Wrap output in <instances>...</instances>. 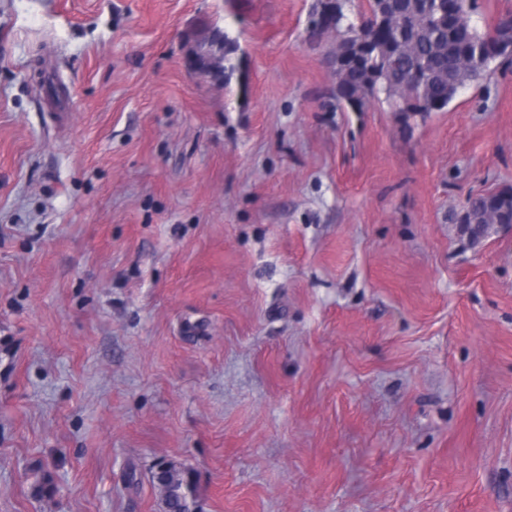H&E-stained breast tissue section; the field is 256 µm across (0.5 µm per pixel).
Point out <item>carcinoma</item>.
Here are the masks:
<instances>
[{"mask_svg":"<svg viewBox=\"0 0 512 512\" xmlns=\"http://www.w3.org/2000/svg\"><path fill=\"white\" fill-rule=\"evenodd\" d=\"M349 0H338L335 30L341 39L335 55L336 85L333 96L345 111L363 112L370 102L385 103L395 112H435L446 108L460 88L484 78L490 65L506 56L490 55L485 35L470 25L474 0H368L361 22L347 14ZM316 4L308 21V38H323ZM222 38L223 52L202 62L194 74L237 82L248 93V76L239 41L229 32ZM511 224L512 187L468 200L459 223ZM171 491L167 506L183 512L181 495L194 494L190 472L174 469L167 474Z\"/></svg>","mask_w":512,"mask_h":512,"instance_id":"cac0c4a2","label":"carcinoma"}]
</instances>
